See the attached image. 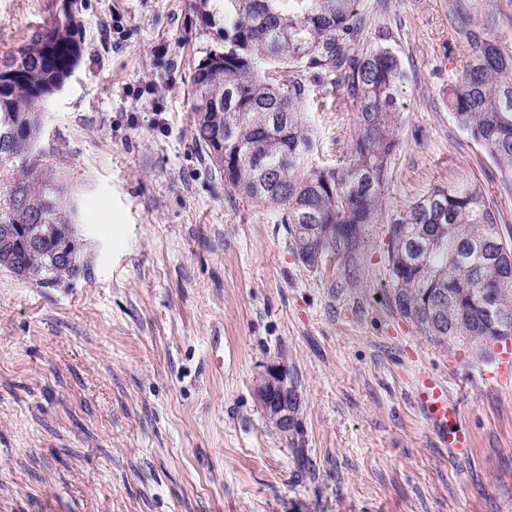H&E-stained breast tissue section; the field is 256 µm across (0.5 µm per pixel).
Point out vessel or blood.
Returning <instances> with one entry per match:
<instances>
[{"mask_svg":"<svg viewBox=\"0 0 512 512\" xmlns=\"http://www.w3.org/2000/svg\"><path fill=\"white\" fill-rule=\"evenodd\" d=\"M418 401L429 421L434 425L441 444L456 455L469 453V440L459 423V411L448 398L445 386L431 378H422L417 390Z\"/></svg>","mask_w":512,"mask_h":512,"instance_id":"vessel-or-blood-1","label":"vessel or blood"}]
</instances>
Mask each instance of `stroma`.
Returning <instances> with one entry per match:
<instances>
[{"mask_svg": "<svg viewBox=\"0 0 512 512\" xmlns=\"http://www.w3.org/2000/svg\"><path fill=\"white\" fill-rule=\"evenodd\" d=\"M449 0H386L367 44L405 80L382 216L349 262L305 268L282 225L229 191L196 142L191 76L220 46L199 0H0V58L62 10L81 60L44 143L79 208L85 266L37 285L0 270V512H512V380L433 344L386 291L387 227L433 187L500 173L448 114ZM314 165L339 164L351 103L314 88ZM287 365L298 435L253 384ZM458 405L470 451L437 442L422 375Z\"/></svg>", "mask_w": 512, "mask_h": 512, "instance_id": "obj_1", "label": "stroma"}]
</instances>
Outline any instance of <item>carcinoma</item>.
<instances>
[{
    "instance_id": "1",
    "label": "carcinoma",
    "mask_w": 512,
    "mask_h": 512,
    "mask_svg": "<svg viewBox=\"0 0 512 512\" xmlns=\"http://www.w3.org/2000/svg\"><path fill=\"white\" fill-rule=\"evenodd\" d=\"M200 0L199 23L220 26L224 46L198 63L191 84L196 137L224 185L272 213L301 263L313 251L351 260L378 221L390 165L400 146L397 100L404 71L389 48H362L370 13L360 0ZM448 24L465 62L448 78V113L500 171L512 194V51L493 35L494 16L477 20L469 0H450ZM79 23L66 13L20 46L0 70V170L15 172L0 214V268L55 284L84 268L77 205L62 171L47 162L42 107L74 73ZM330 81L356 122L347 159L309 164L314 141L304 123L308 88ZM224 135L236 160L227 170L201 132ZM474 182L435 187L388 228V294L396 311L436 345L486 352L512 339V229ZM67 245L71 259L58 255Z\"/></svg>"
}]
</instances>
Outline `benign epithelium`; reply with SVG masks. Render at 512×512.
Returning a JSON list of instances; mask_svg holds the SVG:
<instances>
[{
  "mask_svg": "<svg viewBox=\"0 0 512 512\" xmlns=\"http://www.w3.org/2000/svg\"><path fill=\"white\" fill-rule=\"evenodd\" d=\"M254 396L267 419L282 433L295 426L297 386L282 363L270 364L254 383Z\"/></svg>",
  "mask_w": 512,
  "mask_h": 512,
  "instance_id": "7a95c632",
  "label": "benign epithelium"
}]
</instances>
